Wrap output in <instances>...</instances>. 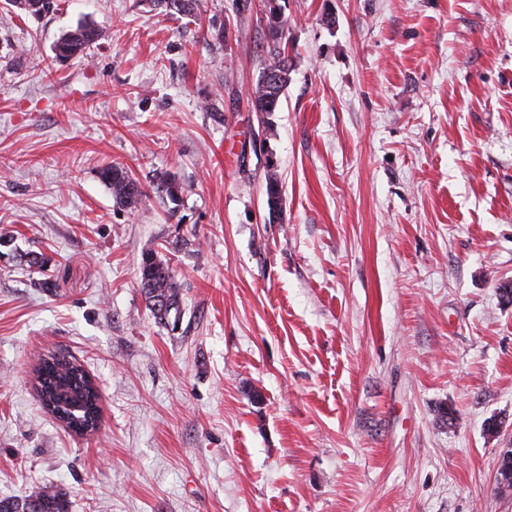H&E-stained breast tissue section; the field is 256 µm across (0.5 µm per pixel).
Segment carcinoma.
<instances>
[{
    "instance_id": "obj_1",
    "label": "carcinoma",
    "mask_w": 512,
    "mask_h": 512,
    "mask_svg": "<svg viewBox=\"0 0 512 512\" xmlns=\"http://www.w3.org/2000/svg\"><path fill=\"white\" fill-rule=\"evenodd\" d=\"M170 14H180L200 20L196 16L197 0H154ZM268 49L260 63L250 106L255 112H276L281 96L288 85L291 62L288 41L285 40L284 21L279 0H264ZM100 33L90 22H83L60 35L55 43L59 52L54 59L64 62L84 56L85 51L98 41ZM101 180L120 208L134 209L144 193L142 184L121 164L105 165L99 172ZM156 191L179 206L185 188L173 173L156 176ZM266 204L269 213H278L283 207L280 177L270 168L265 176ZM174 247L166 252L148 249L138 263L139 286L146 308L155 322L168 325L172 315L182 312L183 284L171 264V255L188 248L181 237L172 240ZM34 389L43 408L65 428L83 435L97 429L99 396L80 361L65 353H48L38 357L34 367ZM0 512H68L65 494L54 488H43L25 499L0 500Z\"/></svg>"
}]
</instances>
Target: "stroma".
I'll return each mask as SVG.
<instances>
[{"label": "stroma", "instance_id": "35a3bbf8", "mask_svg": "<svg viewBox=\"0 0 512 512\" xmlns=\"http://www.w3.org/2000/svg\"><path fill=\"white\" fill-rule=\"evenodd\" d=\"M58 0L0 24V499L69 512H512V0H280L290 81L249 93L263 0ZM93 23L82 60L60 34ZM144 186L118 209L99 177ZM283 185L269 222L265 172ZM170 172L178 210L153 187ZM190 251L178 329L138 262ZM76 356L101 391L78 436L33 388ZM454 414L452 424L441 409ZM502 418L499 436L484 430ZM99 175L118 207L132 210L141 202L144 196L142 184L125 166L116 163L105 165ZM0 512H68V500L61 490L43 488L25 499H1Z\"/></svg>", "mask_w": 512, "mask_h": 512}]
</instances>
